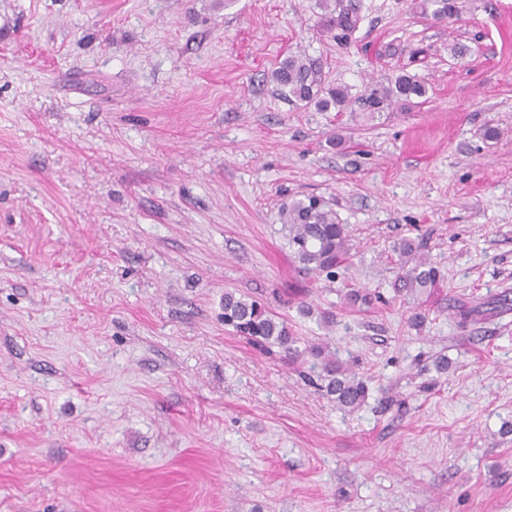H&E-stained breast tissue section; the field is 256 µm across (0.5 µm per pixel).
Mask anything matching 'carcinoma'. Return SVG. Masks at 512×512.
<instances>
[{
    "instance_id": "obj_1",
    "label": "carcinoma",
    "mask_w": 512,
    "mask_h": 512,
    "mask_svg": "<svg viewBox=\"0 0 512 512\" xmlns=\"http://www.w3.org/2000/svg\"><path fill=\"white\" fill-rule=\"evenodd\" d=\"M322 8L323 27L336 31L337 40L348 41L359 20L357 4L352 0L347 3L322 0ZM420 9L425 16L454 21L462 14L463 5L462 0H422ZM271 80L280 94L293 104L313 105L320 110L355 105L371 115L384 112L399 101L421 98L427 93L425 83L409 74H400L386 86L367 87L355 95L342 84L326 87L319 77L316 62L303 54H290L282 59L272 71ZM279 217L297 269L306 275L334 278L336 269L350 255L347 225L341 222L336 210L323 198L312 195L283 205ZM417 251L418 247L410 239L398 246L395 292L418 297L444 279L440 269L430 259L417 255ZM224 324L264 350L275 346L290 358L310 355L314 366L320 368L319 376L337 407L352 411L365 403L367 384L349 365L330 356L320 346L299 349V337L294 335L287 320L270 315L257 301L224 290Z\"/></svg>"
}]
</instances>
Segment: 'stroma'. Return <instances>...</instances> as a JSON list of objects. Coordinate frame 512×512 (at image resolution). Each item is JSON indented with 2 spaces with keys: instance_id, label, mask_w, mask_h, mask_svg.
Listing matches in <instances>:
<instances>
[{
  "instance_id": "obj_1",
  "label": "stroma",
  "mask_w": 512,
  "mask_h": 512,
  "mask_svg": "<svg viewBox=\"0 0 512 512\" xmlns=\"http://www.w3.org/2000/svg\"><path fill=\"white\" fill-rule=\"evenodd\" d=\"M466 2L359 0L342 43L321 0H0V512H512V0ZM291 53L427 99L292 104L270 79ZM307 195L351 235L331 282L281 231ZM406 238L444 274L415 304ZM228 288L365 404L225 326ZM461 0H422L420 4L421 13L428 16L429 8L431 9L430 15L437 20L454 21L459 19L462 14L463 5Z\"/></svg>"
}]
</instances>
